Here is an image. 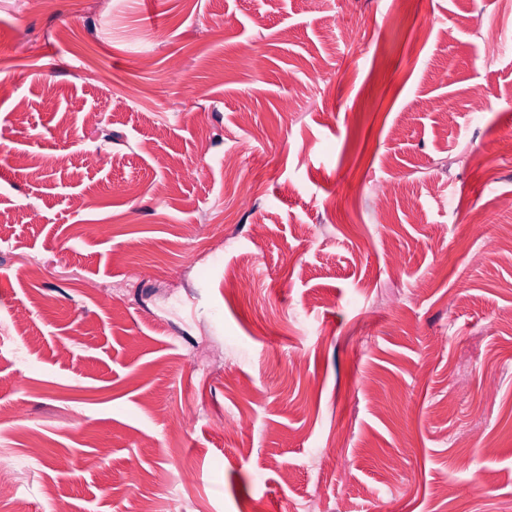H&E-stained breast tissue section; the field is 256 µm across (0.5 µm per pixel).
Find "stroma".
Masks as SVG:
<instances>
[{
	"instance_id": "35a3bbf8",
	"label": "stroma",
	"mask_w": 512,
	"mask_h": 512,
	"mask_svg": "<svg viewBox=\"0 0 512 512\" xmlns=\"http://www.w3.org/2000/svg\"><path fill=\"white\" fill-rule=\"evenodd\" d=\"M395 9L0 0V512H512V0Z\"/></svg>"
}]
</instances>
